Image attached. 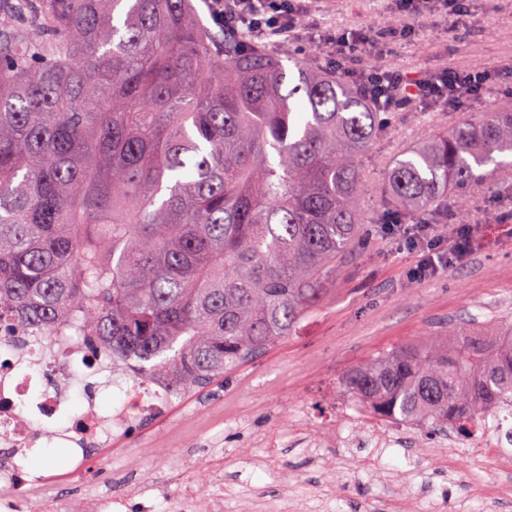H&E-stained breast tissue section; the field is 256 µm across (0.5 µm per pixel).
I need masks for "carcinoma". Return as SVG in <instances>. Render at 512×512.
<instances>
[{
    "mask_svg": "<svg viewBox=\"0 0 512 512\" xmlns=\"http://www.w3.org/2000/svg\"><path fill=\"white\" fill-rule=\"evenodd\" d=\"M298 72L286 87L285 62ZM380 131L360 87L191 0H0V320L67 323L183 399L286 338L363 220ZM512 168V112L437 130L389 165L383 203L424 213ZM383 353L345 376L385 421L469 439L512 414V318Z\"/></svg>",
    "mask_w": 512,
    "mask_h": 512,
    "instance_id": "obj_1",
    "label": "carcinoma"
}]
</instances>
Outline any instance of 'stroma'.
<instances>
[{
    "label": "stroma",
    "mask_w": 512,
    "mask_h": 512,
    "mask_svg": "<svg viewBox=\"0 0 512 512\" xmlns=\"http://www.w3.org/2000/svg\"><path fill=\"white\" fill-rule=\"evenodd\" d=\"M471 24L450 29L446 14L414 17L399 0H298L302 14L283 53L303 57L307 46L364 29L370 34L414 25L420 34L363 53L364 64L424 74L455 66L491 70L512 64V0H469ZM511 110L512 93L493 86L457 112L443 105H410L387 114L362 159L366 174L363 234L342 258L316 310L297 330L224 379L166 413L131 429L59 495L80 501L96 490L123 495L134 480L147 483L156 512H178L181 484L211 479L206 460L224 469V512H512V465L477 453L476 440L386 425L356 408L343 380L350 368L393 348L447 334L456 320L477 327L512 316V171L497 193L467 191L476 232L463 260L417 280L412 253L381 233L406 223L387 212L380 186L390 162L436 129L455 128L474 113ZM126 380L72 376L69 414L85 393L105 409L122 399ZM277 437L275 467L260 463L256 439ZM140 459L130 470L129 457Z\"/></svg>",
    "instance_id": "35a3bbf8"
}]
</instances>
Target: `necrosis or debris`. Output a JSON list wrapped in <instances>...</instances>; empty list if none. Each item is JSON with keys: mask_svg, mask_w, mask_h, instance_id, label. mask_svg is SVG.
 Instances as JSON below:
<instances>
[{"mask_svg": "<svg viewBox=\"0 0 512 512\" xmlns=\"http://www.w3.org/2000/svg\"><path fill=\"white\" fill-rule=\"evenodd\" d=\"M0 447L10 458L0 464V512H26L27 505L49 495L71 473L83 469L94 451L111 444L144 420L165 411L171 398L165 381L148 380L127 388L118 407L103 411L95 398H86L80 414L65 427L57 422L68 406V379L72 368L85 366L89 374L102 370L89 361L79 337L68 334L40 342L21 343L16 332L0 331ZM52 373L55 383L42 387L43 373ZM66 448L68 469L49 468L38 477L25 479L18 466L49 439ZM155 504L145 489L135 487L120 498L88 495L80 512H154Z\"/></svg>", "mask_w": 512, "mask_h": 512, "instance_id": "obj_1", "label": "necrosis or debris"}]
</instances>
